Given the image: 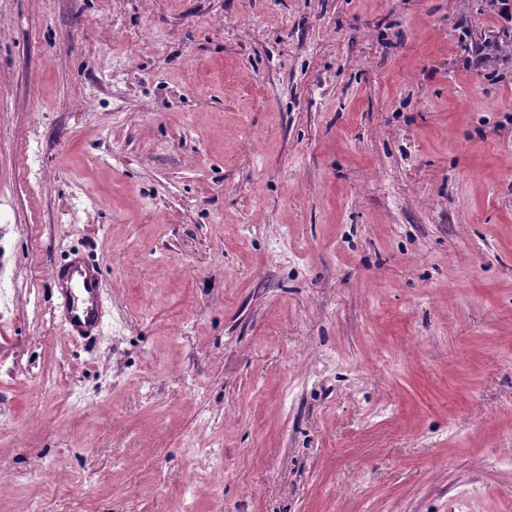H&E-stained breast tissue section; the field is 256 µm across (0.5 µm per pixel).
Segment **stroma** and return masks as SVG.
Instances as JSON below:
<instances>
[{"label":"stroma","instance_id":"1","mask_svg":"<svg viewBox=\"0 0 512 512\" xmlns=\"http://www.w3.org/2000/svg\"><path fill=\"white\" fill-rule=\"evenodd\" d=\"M497 35L488 0H0V512H512ZM66 335L91 339L103 325L104 307L98 273L81 257L54 271Z\"/></svg>","mask_w":512,"mask_h":512}]
</instances>
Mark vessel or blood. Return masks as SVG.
I'll list each match as a JSON object with an SVG mask.
<instances>
[{"mask_svg": "<svg viewBox=\"0 0 512 512\" xmlns=\"http://www.w3.org/2000/svg\"><path fill=\"white\" fill-rule=\"evenodd\" d=\"M59 308L68 337L89 339L100 332L104 307L94 266L83 258L72 259L54 272Z\"/></svg>", "mask_w": 512, "mask_h": 512, "instance_id": "vessel-or-blood-1", "label": "vessel or blood"}]
</instances>
